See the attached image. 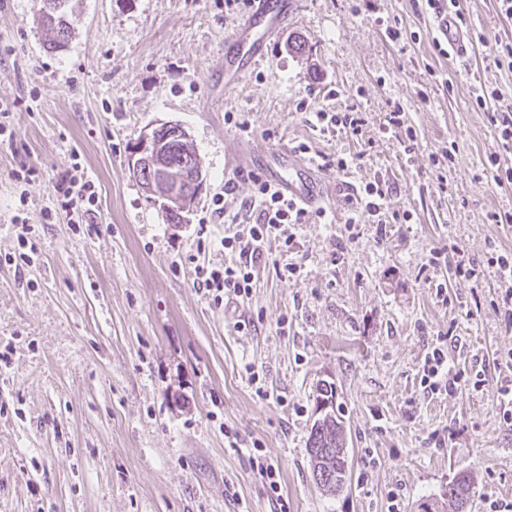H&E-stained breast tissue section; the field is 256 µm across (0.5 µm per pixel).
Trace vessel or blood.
Returning <instances> with one entry per match:
<instances>
[{
	"label": "vessel or blood",
	"mask_w": 512,
	"mask_h": 512,
	"mask_svg": "<svg viewBox=\"0 0 512 512\" xmlns=\"http://www.w3.org/2000/svg\"><path fill=\"white\" fill-rule=\"evenodd\" d=\"M293 5L294 0H252L242 26L224 46L225 57L240 62L236 74H243L245 66L263 54ZM432 24L437 36L447 45L449 55L459 59L467 57L471 44L447 11L433 13ZM275 161V166L260 168L259 173L273 182L283 195L309 208L323 200L322 178L311 166L299 162L290 147H280Z\"/></svg>",
	"instance_id": "b4317fda"
}]
</instances>
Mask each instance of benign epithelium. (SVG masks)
<instances>
[{
    "mask_svg": "<svg viewBox=\"0 0 512 512\" xmlns=\"http://www.w3.org/2000/svg\"><path fill=\"white\" fill-rule=\"evenodd\" d=\"M64 5L58 0H47L43 14L55 28L64 23ZM133 171L142 175L141 184L153 202L165 211L179 214L185 221L191 202L204 186L203 168L190 150V136L176 124H163L143 132L130 152Z\"/></svg>",
    "mask_w": 512,
    "mask_h": 512,
    "instance_id": "obj_1",
    "label": "benign epithelium"
}]
</instances>
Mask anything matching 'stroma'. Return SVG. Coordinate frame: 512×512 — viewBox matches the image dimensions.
I'll return each instance as SVG.
<instances>
[{
  "label": "stroma",
  "mask_w": 512,
  "mask_h": 512,
  "mask_svg": "<svg viewBox=\"0 0 512 512\" xmlns=\"http://www.w3.org/2000/svg\"><path fill=\"white\" fill-rule=\"evenodd\" d=\"M43 6L0 0V254L18 252L21 218L38 244L33 264L0 263V512H387L393 497L418 512L462 470L475 485L466 512L512 500L499 393L512 323L490 263L512 253V223L494 221L512 215V186L493 181L501 145L474 102L482 85L512 97V70L494 62L512 42L497 0H461L478 36L464 61L436 50L416 0H296L230 85L224 44L245 0H71L69 46L53 54ZM397 109L417 134L410 155L388 127ZM319 110L358 113L360 133L321 132L308 120ZM166 122L188 132L207 176L184 224L166 222L129 165L140 133ZM301 143L352 161L322 174L325 218L296 225L294 249L270 241L250 295L215 304L181 265L200 245L206 266L229 259L213 197L235 212L255 191L246 157ZM449 148L454 162L435 166ZM75 158L98 192L77 229L44 217ZM376 177L392 187L380 221L355 203ZM459 251L478 282L456 275ZM288 263L298 273L278 276ZM437 346L461 372L455 393L420 383ZM322 380L351 458L334 494L309 466ZM262 464L278 469L277 490Z\"/></svg>",
  "instance_id": "obj_1"
}]
</instances>
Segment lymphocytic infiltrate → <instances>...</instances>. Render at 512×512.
I'll return each mask as SVG.
<instances>
[{"instance_id": "obj_1", "label": "lymphocytic infiltrate", "mask_w": 512, "mask_h": 512, "mask_svg": "<svg viewBox=\"0 0 512 512\" xmlns=\"http://www.w3.org/2000/svg\"><path fill=\"white\" fill-rule=\"evenodd\" d=\"M53 192L68 216L79 219L91 212L98 200L94 181L77 162L57 180ZM213 212L228 226L223 245L232 255L231 261L221 268L206 267L193 254L186 255L185 261L193 266L195 284L216 302L229 295H249L254 268L264 258L267 242L277 238L283 247H292L291 225L309 219L306 208L283 197L274 185L261 181L256 184L254 197L242 201L236 212L226 213L220 196L213 200Z\"/></svg>"}]
</instances>
